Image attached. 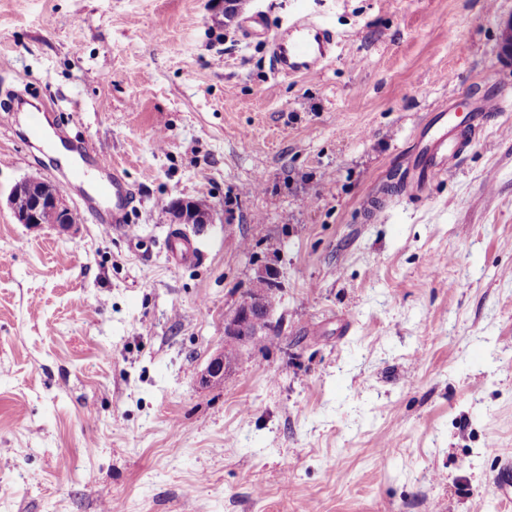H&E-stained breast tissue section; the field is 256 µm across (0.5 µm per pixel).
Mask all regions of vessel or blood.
Here are the masks:
<instances>
[{
    "instance_id": "vessel-or-blood-1",
    "label": "vessel or blood",
    "mask_w": 512,
    "mask_h": 512,
    "mask_svg": "<svg viewBox=\"0 0 512 512\" xmlns=\"http://www.w3.org/2000/svg\"><path fill=\"white\" fill-rule=\"evenodd\" d=\"M245 40H262L268 47L270 70L273 75L315 77L321 74L338 44L336 33L324 22L310 17L292 21L288 28L271 33L260 15L245 18L242 24ZM502 109L501 99L487 100L471 110L467 130L477 135L488 113ZM453 114L437 109L418 129L420 146L418 160L404 182V194L419 195L428 178L447 173L463 152L464 142L451 132ZM92 184V193L82 201L94 223L104 229L132 228L133 195L118 168L108 165L90 152L80 153L64 175L63 189L70 190Z\"/></svg>"
}]
</instances>
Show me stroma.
Listing matches in <instances>:
<instances>
[{
    "instance_id": "1",
    "label": "stroma",
    "mask_w": 512,
    "mask_h": 512,
    "mask_svg": "<svg viewBox=\"0 0 512 512\" xmlns=\"http://www.w3.org/2000/svg\"><path fill=\"white\" fill-rule=\"evenodd\" d=\"M255 12L330 25L321 76L273 78ZM509 22L512 0H0V195L63 181L26 137L44 102L137 196L128 233L71 194L67 232L0 207V512H512ZM501 94L403 198L418 125ZM176 198L214 211L192 265ZM264 262L278 332L202 385ZM504 101V98H497L494 100L487 99L479 108L471 110L466 127L470 138L477 135L478 131L483 128L486 116L489 112H499L502 110V103Z\"/></svg>"
}]
</instances>
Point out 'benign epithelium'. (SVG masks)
I'll return each mask as SVG.
<instances>
[{"label": "benign epithelium", "mask_w": 512, "mask_h": 512, "mask_svg": "<svg viewBox=\"0 0 512 512\" xmlns=\"http://www.w3.org/2000/svg\"><path fill=\"white\" fill-rule=\"evenodd\" d=\"M7 204L19 224H37L45 212L57 217L55 226L62 230H68L78 223L77 215L66 204L60 187L38 175L25 177L14 184L8 194ZM170 213L175 223L187 225L194 230L214 222L211 208L192 200H172ZM277 274V268L271 264H265L257 270L248 296L226 320L224 332L230 343L238 347L252 344L264 334L270 316V311L264 305L267 282ZM227 370V360L220 355L209 364L200 381L205 385L212 384L223 378Z\"/></svg>", "instance_id": "obj_1"}]
</instances>
